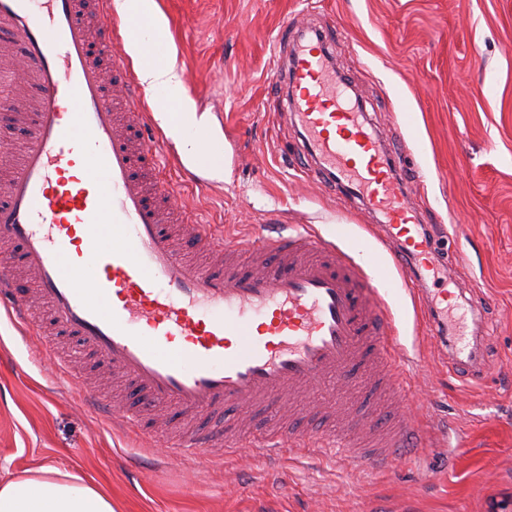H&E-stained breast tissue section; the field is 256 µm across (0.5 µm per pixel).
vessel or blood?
<instances>
[{
    "mask_svg": "<svg viewBox=\"0 0 512 512\" xmlns=\"http://www.w3.org/2000/svg\"><path fill=\"white\" fill-rule=\"evenodd\" d=\"M0 35L20 45L0 82L34 90L16 106L26 147L0 185V244L17 249L57 333L120 375L138 402L119 410L87 394L88 405L121 412L125 429L149 440L144 404L200 419L251 412L245 428L233 421L168 435L183 455L215 447L234 455L248 442L273 460L334 451L389 468L420 447L419 424L403 406L410 364L392 307L346 250L308 224L224 236L171 206L166 139L125 64L127 29L108 0H0ZM335 39L328 28L295 41L281 72L285 107L318 160L315 178L330 176L379 213L396 267L417 274L433 246L396 176L404 161L346 105L329 59ZM447 277L433 268L417 296L436 312L440 343L461 355L466 318H449L452 291L428 286ZM0 309L25 333L37 321L4 272ZM39 352L54 359L56 379L85 391V377L50 342ZM314 381L336 386L313 406L331 422L322 432L282 415L307 401ZM356 387L379 402L376 416L348 404Z\"/></svg>",
    "mask_w": 512,
    "mask_h": 512,
    "instance_id": "vessel-or-blood-1",
    "label": "vessel or blood"
}]
</instances>
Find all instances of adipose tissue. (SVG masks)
Here are the masks:
<instances>
[{
  "label": "adipose tissue",
  "mask_w": 512,
  "mask_h": 512,
  "mask_svg": "<svg viewBox=\"0 0 512 512\" xmlns=\"http://www.w3.org/2000/svg\"><path fill=\"white\" fill-rule=\"evenodd\" d=\"M116 12L130 21L128 38L142 85L159 100L155 117L160 126L193 160L207 159L212 170L220 168V150L205 142L203 122L192 111L183 74L174 57L152 53V46L168 39L166 20L155 0H114ZM0 512H115L112 500L82 477L51 466L0 485Z\"/></svg>",
  "instance_id": "ef3b65f1"
}]
</instances>
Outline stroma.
I'll use <instances>...</instances> for the list:
<instances>
[{"instance_id": "stroma-1", "label": "stroma", "mask_w": 512, "mask_h": 512, "mask_svg": "<svg viewBox=\"0 0 512 512\" xmlns=\"http://www.w3.org/2000/svg\"><path fill=\"white\" fill-rule=\"evenodd\" d=\"M187 97L224 143L223 178L192 177L172 147L162 177L176 204L227 235L270 224L345 228L355 259L396 275L378 219L307 176L311 158L280 109L277 35L336 27L334 68L404 158L401 177L424 235L481 316L480 373L458 369L429 336L426 310L401 294L393 310L412 360L407 407L424 448L396 467L285 454L175 458L115 429L52 383L36 335L0 314V482L50 465L83 476L116 512H512V0H156ZM147 459L128 469L126 459Z\"/></svg>"}]
</instances>
